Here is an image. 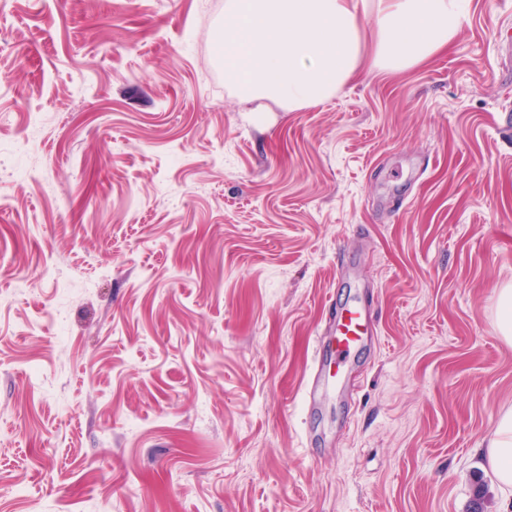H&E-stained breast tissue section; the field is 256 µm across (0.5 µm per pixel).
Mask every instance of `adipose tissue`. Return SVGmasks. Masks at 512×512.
<instances>
[{
	"label": "adipose tissue",
	"mask_w": 512,
	"mask_h": 512,
	"mask_svg": "<svg viewBox=\"0 0 512 512\" xmlns=\"http://www.w3.org/2000/svg\"><path fill=\"white\" fill-rule=\"evenodd\" d=\"M472 0H224L218 45L224 77L249 101L288 108L322 102L362 70L404 72L460 31ZM373 51L364 54L365 38ZM502 489L512 488V409L486 448Z\"/></svg>",
	"instance_id": "ef3b65f1"
}]
</instances>
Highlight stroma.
<instances>
[{
    "instance_id": "stroma-1",
    "label": "stroma",
    "mask_w": 512,
    "mask_h": 512,
    "mask_svg": "<svg viewBox=\"0 0 512 512\" xmlns=\"http://www.w3.org/2000/svg\"><path fill=\"white\" fill-rule=\"evenodd\" d=\"M224 0H0V512H502L512 0L254 111ZM360 389L304 390L328 301ZM496 326L500 337L512 343V289L502 288L496 305ZM335 342L336 374L345 366L351 355L364 343L378 336L377 323L366 307L356 299L336 302V313L330 319ZM488 463L501 489L512 488V409L499 418L493 437L486 448Z\"/></svg>"
}]
</instances>
